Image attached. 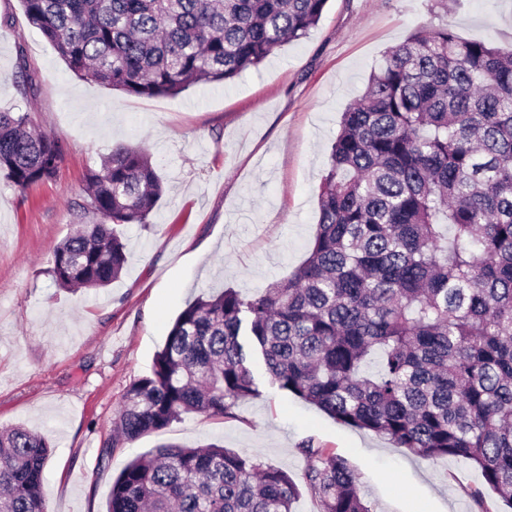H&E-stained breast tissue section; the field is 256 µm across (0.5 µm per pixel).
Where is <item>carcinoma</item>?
<instances>
[{"instance_id":"cac0c4a2","label":"carcinoma","mask_w":512,"mask_h":512,"mask_svg":"<svg viewBox=\"0 0 512 512\" xmlns=\"http://www.w3.org/2000/svg\"><path fill=\"white\" fill-rule=\"evenodd\" d=\"M79 78L136 96L225 82L306 38L328 0H20ZM20 93L34 95L24 53ZM62 146L29 113L0 111V174L49 181ZM97 218L52 251L61 288H105L127 261L117 227L163 193L150 154L119 145L86 175ZM308 255L287 279L190 302L151 372L127 390L114 440L188 412L232 415L259 395L241 333L272 383L424 460L470 463L512 506V52L421 27L382 55L342 113ZM376 371L370 370L373 361ZM50 445L0 431V512H49ZM286 471L209 444L129 462L107 512H372L347 461L311 442Z\"/></svg>"}]
</instances>
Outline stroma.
<instances>
[{"instance_id": "35a3bbf8", "label": "stroma", "mask_w": 512, "mask_h": 512, "mask_svg": "<svg viewBox=\"0 0 512 512\" xmlns=\"http://www.w3.org/2000/svg\"><path fill=\"white\" fill-rule=\"evenodd\" d=\"M422 25L512 50V0H328L307 38L258 67L139 97L77 78L19 0H0V109L29 112L63 147L53 180L21 190L0 176V427L48 440L51 512H106L118 473L163 443H215L297 479L308 440L350 464L373 512H478L482 479L471 464L422 460L279 390L262 371L258 395L233 416L191 413L112 440L127 389L150 372L189 302L225 287L263 290L305 259L340 116L383 52ZM21 53L37 88L28 99L17 86ZM119 145L150 153L165 192L147 223L120 227L128 262L118 280L59 288L52 250L94 223L81 209L85 177Z\"/></svg>"}]
</instances>
